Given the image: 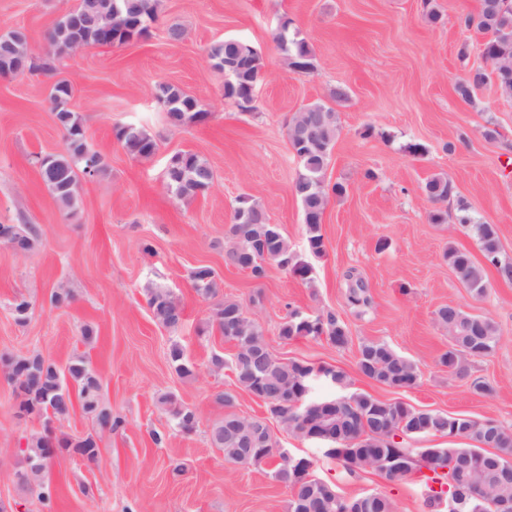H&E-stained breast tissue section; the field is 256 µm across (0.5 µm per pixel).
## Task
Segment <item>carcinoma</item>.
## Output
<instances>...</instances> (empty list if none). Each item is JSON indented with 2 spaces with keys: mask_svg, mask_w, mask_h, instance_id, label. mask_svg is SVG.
Returning a JSON list of instances; mask_svg holds the SVG:
<instances>
[{
  "mask_svg": "<svg viewBox=\"0 0 512 512\" xmlns=\"http://www.w3.org/2000/svg\"><path fill=\"white\" fill-rule=\"evenodd\" d=\"M113 2L120 11L109 21L116 24H123L134 15L147 25L157 18V0ZM489 2L491 0H480L477 12L465 15L462 24L484 36L482 55L490 65L496 67V76H491V72L486 70L469 71L468 78L455 88L464 100L471 99L475 88L492 80L496 81L502 95L512 97V0H500L494 12L489 10ZM101 6L105 11H110L108 0H79L76 12L83 19L67 36L62 34V22L55 23L48 35V51L38 66L39 70L53 71L55 60L72 55L75 40L92 48L111 45L115 39L123 45L144 37L141 30L122 31L118 28L113 30L112 36L104 35L91 21ZM275 42L284 54L289 69L293 70L301 64L313 66L312 49L297 32L280 28L275 34ZM208 57L217 69L224 68V61L227 60L238 70L239 77L233 79V83L224 85V97L237 101L239 94L236 85L255 79L257 66L250 50L228 38L211 46ZM152 95L164 108L166 120L172 126L202 122L208 117L195 97L176 86L158 84ZM71 99L70 83L60 81L54 84L49 101L56 123L65 133L66 146L64 152L44 157L45 171L41 174L57 204L65 210H74L79 204V176L95 178L107 168L102 156L93 161L92 168H87L86 155L90 149L81 119L78 113L63 108ZM338 134V114L325 102L306 105L295 113L288 125L289 146L301 156L302 163V171L294 181L292 191L302 206L308 249L318 257L325 254L321 224L328 198L332 194L341 196L346 193L343 184L337 182L331 185L325 179ZM115 136L125 153L134 158H150L158 150L156 140L137 126L120 127ZM170 161L171 171L166 176V186L174 195L194 198L206 194L212 187L213 181H207L205 177H214V172L200 155L190 151L179 152L172 155ZM424 190L433 201H447L454 196L452 183L444 177L429 179ZM450 218L470 230L483 257L499 278L512 282V264L501 260V244L495 226L475 221L469 205L461 200L457 202L452 217L448 216V211L439 208L428 214L432 224H446ZM13 230L15 236L24 242L27 253L37 248L40 235L36 226L15 224ZM228 238L230 244L224 255L227 265L249 270L253 277L260 279L265 274L263 262L271 261L303 281L309 279V266L295 260L279 226L269 223L265 208L246 196L238 199ZM444 257L457 279L473 296L480 298L486 294V271L469 252L450 245ZM191 280L203 298L217 297L218 283L212 268H195ZM346 280L348 306L357 310L368 306L369 287L364 279L350 272L346 274ZM148 304L153 319L159 325L174 329L182 323V309L170 291L150 289ZM434 321L439 327L456 333V347L439 358V364L448 368L453 375L465 374L470 360L490 355L501 340L500 330L492 318L474 315L459 306L439 307L435 311ZM213 322L218 325L224 339L234 342L237 347L230 366L236 386L264 398L270 417L285 425L293 434H298L301 426L292 415L291 402L305 374L311 371V365L277 358L269 349L263 326L250 317L244 305L235 299L225 298L216 304ZM317 322L318 326L311 328L291 318L280 326L279 336L284 341L300 336H323L337 347L349 344L346 326L335 314H321L317 316ZM169 357L179 376L195 375V366L185 358L179 344L171 346ZM24 361L23 357L0 356V372L7 382L13 383L18 410L40 418L51 415L62 422L70 417L78 403L84 412L95 417L101 428L112 430L120 425V421L112 418V413L100 407L101 384L85 358L70 360L63 373L57 371L56 364L51 362L35 374L23 378ZM357 366L362 376L386 388H413L421 378L417 363L384 341L362 342ZM216 400L228 412L224 413V420L214 424L211 429L212 445L223 451L226 462L241 467L256 466L281 457L272 476L292 490L289 512H396L393 501L386 495L369 493L345 498L333 484L317 477L298 483L286 456L277 450V441L266 420L233 412L235 396L228 391L217 394ZM159 402L167 407L176 430L197 416L194 410L172 396H163ZM317 419L323 430L340 437L334 459L350 474L367 470L379 473L383 468L382 462L396 451L412 456L413 460L405 468L384 474L389 482H401L421 474L432 493V500L437 501L444 495L465 499L468 502L466 512H477L481 508L484 512H494L490 502L512 501V479L494 480L489 476V469L494 464L489 463L461 475L454 468V463L464 449L437 448L422 465L414 460L416 449L393 441V437L400 433L411 439L448 435V427L453 422L445 413L419 410L408 404L403 406L397 401L378 399L367 392L346 391L334 399L333 405L322 409ZM468 439L484 442L496 449L494 457L500 466L512 468V427L498 422L492 433L473 431ZM56 447L71 448L89 461L96 460L98 455V445L90 438L81 443L68 438L58 439ZM24 463V470L17 472L20 480L28 479L30 474L39 479L37 497L41 504L50 506L51 485L41 481L49 464L48 436L45 433L38 432L28 437Z\"/></svg>",
  "mask_w": 512,
  "mask_h": 512,
  "instance_id": "carcinoma-1",
  "label": "carcinoma"
}]
</instances>
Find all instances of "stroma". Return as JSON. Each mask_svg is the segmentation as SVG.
<instances>
[{
	"label": "stroma",
	"instance_id": "1",
	"mask_svg": "<svg viewBox=\"0 0 512 512\" xmlns=\"http://www.w3.org/2000/svg\"><path fill=\"white\" fill-rule=\"evenodd\" d=\"M76 4L0 0V31H24L32 53L45 55L49 31ZM433 7L441 13L435 23L428 18ZM478 7L479 0H159L144 39L91 48L56 61L48 73L0 76V224H33L41 235L39 250L24 259L0 244V354H39L61 365L85 356L121 422L104 430L78 408L57 424L59 438L95 435L99 454L90 462L58 452L44 474L54 490L51 507H44L15 476L25 439L42 422L18 419L13 388L0 378V504L11 512H288L290 492L272 478V463L229 464L210 441L225 412L217 393L234 392L239 415L262 417L266 410L236 387L230 369H210L213 353L229 357L235 347L212 321L213 301L193 287L190 273L200 265L215 270L221 297L241 301L262 324L280 359L341 369L353 389L382 400L512 426V284L492 274L487 294L471 296L444 251L453 245L479 261L477 241L455 222L430 223L435 204L424 192L431 177H447L479 221L496 225L503 252L512 255V98L490 84L468 101L455 92L469 71L487 65L482 36L459 23ZM285 17L313 50L311 73L290 70L273 40ZM173 26L183 30L181 42L168 40ZM227 38L261 53L265 79L254 111L225 99L224 75L209 64V48ZM59 80L71 83L86 141L108 164L96 178L80 179L81 204L72 213L58 207L34 163L35 156L65 148L49 103ZM160 83L194 96L207 119L170 126L152 97ZM339 85L349 98L335 106L340 134L326 176L347 192L328 202L321 224L326 253L316 258L292 192L301 164L288 145V122L303 105L329 101ZM489 122L500 133L492 143L482 136ZM130 124L157 141L154 156L136 159L123 151L115 131ZM411 143L422 144L425 154H410ZM179 151L211 165L215 181L206 195L187 200L167 191L166 165ZM244 194L265 207L297 260L311 265L310 280L272 262L259 279L225 264L226 231ZM381 240L387 243L382 251L376 248ZM351 270L370 288L372 304L362 313L346 303ZM59 287L73 293L70 303L51 304ZM155 287L182 306L178 329L154 322L148 291ZM18 294L34 304L23 324L12 311ZM444 305L490 316L500 328L496 350L470 361L462 377L438 363L449 338L434 313ZM294 310L334 313L351 343L338 348L322 337L280 339L279 327ZM364 340L386 342L414 360L419 384L392 390L361 376ZM175 343L195 365V376L173 369ZM477 378L493 383L495 394L475 393ZM169 393L197 412L194 432L172 430L158 404ZM270 428L281 448L315 457L316 476L343 496L380 492L398 512H434L417 480L392 484L370 472L349 474L315 443L279 423ZM157 433L162 442L154 441Z\"/></svg>",
	"mask_w": 512,
	"mask_h": 512
}]
</instances>
